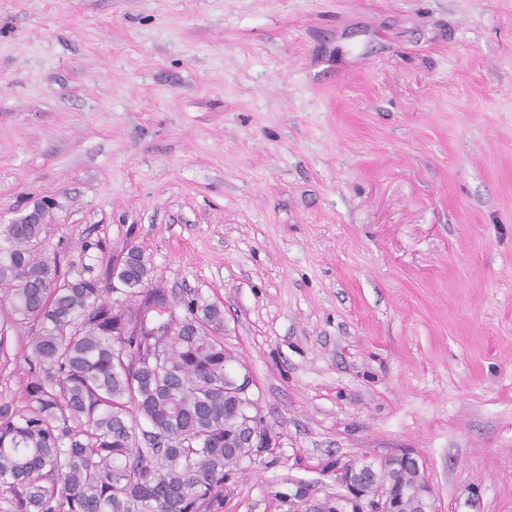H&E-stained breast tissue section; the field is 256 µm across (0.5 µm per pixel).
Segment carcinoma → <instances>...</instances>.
I'll return each mask as SVG.
<instances>
[{"instance_id": "obj_1", "label": "carcinoma", "mask_w": 512, "mask_h": 512, "mask_svg": "<svg viewBox=\"0 0 512 512\" xmlns=\"http://www.w3.org/2000/svg\"><path fill=\"white\" fill-rule=\"evenodd\" d=\"M120 293L124 299H112ZM183 321L158 326L142 312ZM28 329L27 380L0 395V496L11 512H208L251 460L224 311L154 284L138 245L103 278L64 271L46 225H0V356ZM419 463L396 471L418 482Z\"/></svg>"}]
</instances>
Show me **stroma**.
Segmentation results:
<instances>
[{
	"label": "stroma",
	"mask_w": 512,
	"mask_h": 512,
	"mask_svg": "<svg viewBox=\"0 0 512 512\" xmlns=\"http://www.w3.org/2000/svg\"><path fill=\"white\" fill-rule=\"evenodd\" d=\"M224 310L269 447L213 512L412 450L512 512V0H0V224Z\"/></svg>",
	"instance_id": "1"
}]
</instances>
